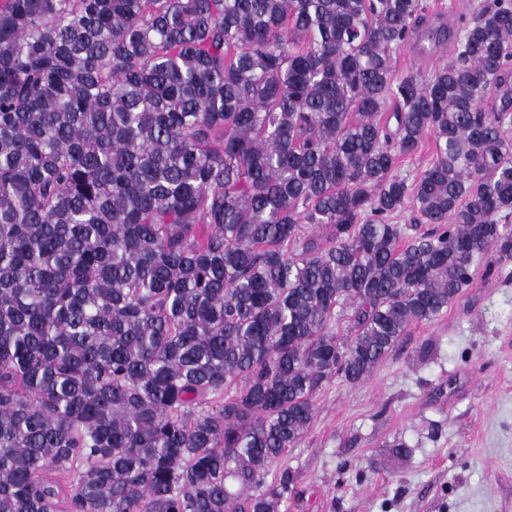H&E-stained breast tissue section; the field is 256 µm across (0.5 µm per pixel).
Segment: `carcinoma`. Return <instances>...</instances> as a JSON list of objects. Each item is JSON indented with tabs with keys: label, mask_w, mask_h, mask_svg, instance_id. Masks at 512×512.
I'll use <instances>...</instances> for the list:
<instances>
[{
	"label": "carcinoma",
	"mask_w": 512,
	"mask_h": 512,
	"mask_svg": "<svg viewBox=\"0 0 512 512\" xmlns=\"http://www.w3.org/2000/svg\"><path fill=\"white\" fill-rule=\"evenodd\" d=\"M426 12L5 0L0 512H279L323 383L512 255V0ZM445 50V48H442L432 55L422 54L419 47L415 46L397 51V53L393 55L392 60L393 70H395L394 73L397 77H400L411 69L428 72L439 63L438 58H440V62L446 58L449 60L450 54H446ZM433 152L434 139L431 136H426L416 154L401 160L399 173L412 181L427 167L433 158Z\"/></svg>",
	"instance_id": "1"
}]
</instances>
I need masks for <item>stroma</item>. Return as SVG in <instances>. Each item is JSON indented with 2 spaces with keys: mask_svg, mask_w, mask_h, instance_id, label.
I'll return each instance as SVG.
<instances>
[{
  "mask_svg": "<svg viewBox=\"0 0 512 512\" xmlns=\"http://www.w3.org/2000/svg\"><path fill=\"white\" fill-rule=\"evenodd\" d=\"M482 262L495 273L411 325L371 374L317 391L282 460L295 489L281 512H512V259Z\"/></svg>",
  "mask_w": 512,
  "mask_h": 512,
  "instance_id": "35a3bbf8",
  "label": "stroma"
}]
</instances>
